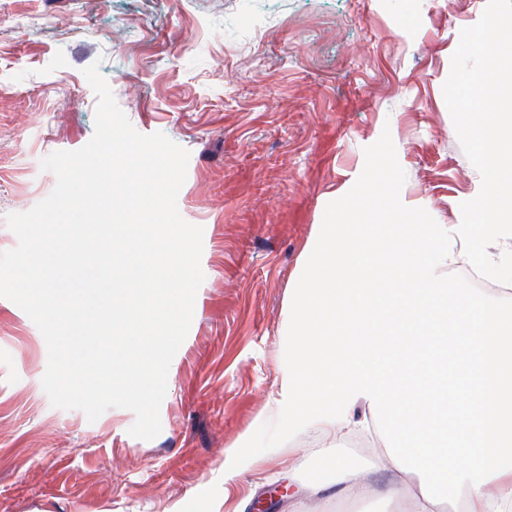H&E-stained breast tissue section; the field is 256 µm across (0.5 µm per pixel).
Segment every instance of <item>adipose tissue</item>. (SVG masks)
I'll return each instance as SVG.
<instances>
[{"instance_id": "1", "label": "adipose tissue", "mask_w": 512, "mask_h": 512, "mask_svg": "<svg viewBox=\"0 0 512 512\" xmlns=\"http://www.w3.org/2000/svg\"><path fill=\"white\" fill-rule=\"evenodd\" d=\"M511 39L512 22L498 20L477 42L474 222L425 224L398 201L381 223L347 224L332 209L295 275L273 410L326 446L311 498L331 476L340 497L359 499L384 470L393 482L370 512H512V292L485 298L449 276L471 261L512 280V116L498 110L512 88L492 80ZM373 422L387 448L341 451L342 434Z\"/></svg>"}]
</instances>
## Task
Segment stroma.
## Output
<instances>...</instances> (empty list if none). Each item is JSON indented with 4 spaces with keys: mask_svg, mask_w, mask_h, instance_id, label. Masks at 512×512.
<instances>
[{
    "mask_svg": "<svg viewBox=\"0 0 512 512\" xmlns=\"http://www.w3.org/2000/svg\"><path fill=\"white\" fill-rule=\"evenodd\" d=\"M492 16L512 0H0V251L55 186L41 160L91 139L96 62L138 132L189 151L177 205L205 276L150 441L129 410L53 407L45 340L0 297V512H250L280 483L278 512H310L318 454L271 411L296 270L330 208L357 221L369 174L425 223L471 220L463 39ZM273 449L293 474L248 469Z\"/></svg>",
    "mask_w": 512,
    "mask_h": 512,
    "instance_id": "obj_1",
    "label": "stroma"
}]
</instances>
